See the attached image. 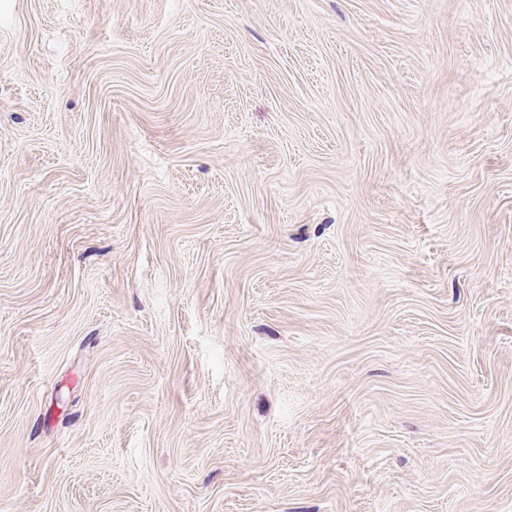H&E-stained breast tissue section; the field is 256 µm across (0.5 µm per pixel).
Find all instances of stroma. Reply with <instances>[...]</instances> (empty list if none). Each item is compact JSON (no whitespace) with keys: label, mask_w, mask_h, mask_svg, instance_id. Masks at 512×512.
<instances>
[{"label":"stroma","mask_w":512,"mask_h":512,"mask_svg":"<svg viewBox=\"0 0 512 512\" xmlns=\"http://www.w3.org/2000/svg\"><path fill=\"white\" fill-rule=\"evenodd\" d=\"M0 512H512V0H0Z\"/></svg>","instance_id":"1"}]
</instances>
